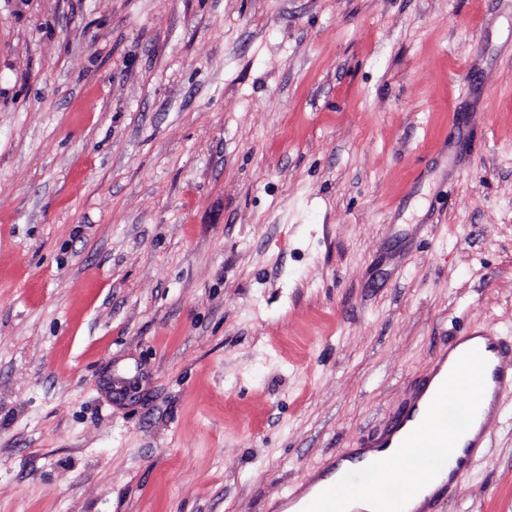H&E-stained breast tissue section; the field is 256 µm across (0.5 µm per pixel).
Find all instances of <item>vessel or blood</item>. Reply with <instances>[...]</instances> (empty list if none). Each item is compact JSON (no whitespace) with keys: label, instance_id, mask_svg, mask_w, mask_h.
Segmentation results:
<instances>
[{"label":"vessel or blood","instance_id":"vessel-or-blood-1","mask_svg":"<svg viewBox=\"0 0 512 512\" xmlns=\"http://www.w3.org/2000/svg\"><path fill=\"white\" fill-rule=\"evenodd\" d=\"M471 367L481 396L476 403L466 402L454 387L456 373ZM511 395L512 343L485 330L452 336L447 350L430 365L429 383L414 396L408 412L394 419L380 440L367 445L372 452L391 448L402 457L424 449L415 466L394 474L381 457L333 454L310 483L285 490L279 504L283 512H346L350 489L361 485L373 495L377 512H411V501L435 481V495L426 498L427 505H434L438 497L455 494L483 456Z\"/></svg>","mask_w":512,"mask_h":512}]
</instances>
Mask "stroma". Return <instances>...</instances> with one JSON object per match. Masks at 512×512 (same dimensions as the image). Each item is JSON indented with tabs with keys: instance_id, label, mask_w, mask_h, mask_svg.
Listing matches in <instances>:
<instances>
[{
	"instance_id": "stroma-1",
	"label": "stroma",
	"mask_w": 512,
	"mask_h": 512,
	"mask_svg": "<svg viewBox=\"0 0 512 512\" xmlns=\"http://www.w3.org/2000/svg\"><path fill=\"white\" fill-rule=\"evenodd\" d=\"M486 326L512 0H0V512H273Z\"/></svg>"
}]
</instances>
